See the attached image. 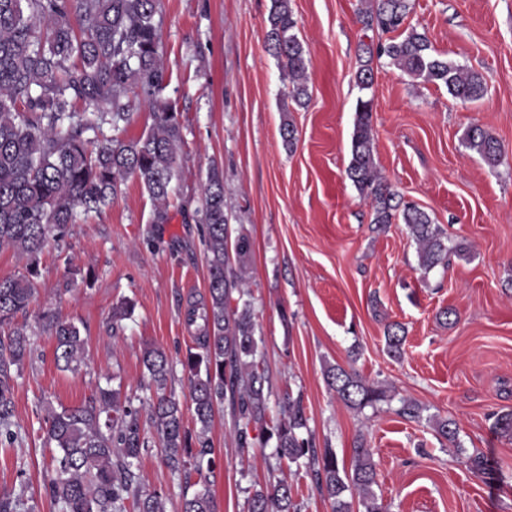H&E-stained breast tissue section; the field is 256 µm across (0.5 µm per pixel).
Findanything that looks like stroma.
Wrapping results in <instances>:
<instances>
[{"mask_svg": "<svg viewBox=\"0 0 512 512\" xmlns=\"http://www.w3.org/2000/svg\"><path fill=\"white\" fill-rule=\"evenodd\" d=\"M308 59L309 97L287 96L288 73L267 42L271 0H157L167 87L183 142L168 199L169 220L135 179L102 214L73 225L39 257L35 301L17 324L34 332L31 360L14 391L19 438L0 447V495L25 488L29 512H58L46 489L55 452L46 440L47 406L91 402L99 389L143 399L145 346L173 362L167 391L191 405L181 361L193 345L190 304L207 298L206 247L199 207L211 169L224 179L231 229L252 241L245 300L253 308L259 361L273 398L301 397L315 448L344 466L366 442L378 469L376 494L388 512H512V437L495 429L512 410V0H414L410 23L448 60L482 74L475 102L415 81L386 62L374 65V155L403 201L427 212L464 249L449 267L422 272L403 223L376 230L372 208L347 176L364 0H290ZM296 130L293 145L280 135ZM478 125L503 146L489 167L464 145ZM127 299L130 319L113 330L112 306ZM50 309L86 339L78 371H60L54 341L37 314ZM452 317H444V310ZM406 330L400 359L385 330ZM353 369L388 388L391 402L356 411L324 377ZM416 401L421 420L397 415ZM459 428V446L437 436L431 418ZM209 438L217 467L208 481L171 474L159 448L142 452V485L165 512L209 487L215 512H247L254 491L279 480L293 487L300 512H331L309 472L276 460L273 444L241 445L230 404L217 407ZM483 455L476 473L467 458Z\"/></svg>", "mask_w": 512, "mask_h": 512, "instance_id": "obj_1", "label": "stroma"}]
</instances>
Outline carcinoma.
<instances>
[{
    "mask_svg": "<svg viewBox=\"0 0 512 512\" xmlns=\"http://www.w3.org/2000/svg\"><path fill=\"white\" fill-rule=\"evenodd\" d=\"M412 0H369L359 11L366 31H378L385 40L363 46L356 73L360 90L373 85V59L414 79L443 85L462 101L481 99L482 76L433 54L426 35L407 25ZM79 17L84 26L75 27ZM156 0H0V247L27 257L25 272L0 278V442H11L14 416V378L33 350L27 331L12 326L35 297L38 260L51 243L64 241L81 216L100 214L117 196L121 185L134 178L153 203V223L167 221L166 201L176 176L181 125L172 105L162 97L166 77L161 65V34L155 19ZM268 40L288 70L292 88L288 97L302 103L307 59L294 29L296 20L288 0H272ZM152 108V123L140 136L128 140L105 133L125 128L135 101ZM105 106L99 112H77V103ZM372 99H357L348 178L371 200V223L384 228L402 221L417 245L419 269L429 272L461 256L448 246V236L429 214L396 198L379 175L373 153ZM469 149L490 167L504 156L501 143L478 125L466 133ZM207 251L209 305L199 316L196 306L187 312L188 324L197 320L195 350L182 365L189 374L191 410L196 434L184 425L180 403L165 394L172 375L166 352L144 349L142 363L148 387L156 392L149 419L156 428L163 461L174 473L192 467L202 473L212 466L213 448L207 436L215 408L229 401L238 423L239 441L247 444L249 430L275 443L278 459L311 471L317 491L330 501L332 512H350L345 494H355L364 512H387L373 487L378 472L370 449L359 443L354 464L339 465L330 448L318 453L301 436L307 417L300 398L285 395L281 417L268 421L269 385L257 362L258 342L251 303L231 305L242 291L251 240L239 230L231 236L224 210V181L217 169L207 177L202 198ZM44 330L55 342L54 359L63 371H75L84 359L85 339L75 323L54 315L43 316ZM405 328L387 325V353H404ZM330 389L348 407L363 410L387 400L386 390L367 383L340 365L326 370ZM47 441L52 456L48 489L60 512H126L133 499L137 512H164L162 496L141 490L134 468L142 450L150 447L140 410L121 401L109 388L99 389L90 404L47 408ZM438 436L454 446L458 427L451 419H432ZM25 490L0 496V512H27ZM291 486L285 481L255 491L248 512H297ZM182 512H215L208 488L182 504Z\"/></svg>",
    "mask_w": 512,
    "mask_h": 512,
    "instance_id": "1",
    "label": "carcinoma"
}]
</instances>
